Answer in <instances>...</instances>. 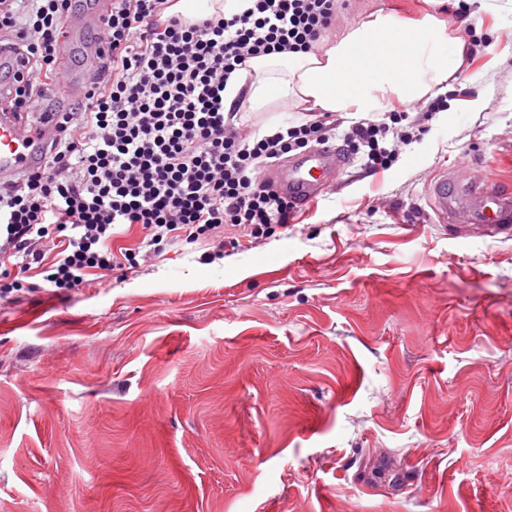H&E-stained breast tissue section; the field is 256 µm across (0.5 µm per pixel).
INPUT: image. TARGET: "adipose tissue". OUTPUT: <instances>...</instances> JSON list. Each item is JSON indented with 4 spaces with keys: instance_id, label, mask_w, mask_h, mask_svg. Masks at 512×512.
<instances>
[{
    "instance_id": "1",
    "label": "adipose tissue",
    "mask_w": 512,
    "mask_h": 512,
    "mask_svg": "<svg viewBox=\"0 0 512 512\" xmlns=\"http://www.w3.org/2000/svg\"><path fill=\"white\" fill-rule=\"evenodd\" d=\"M463 49V42H450L431 18L410 25L379 13L323 52L249 60L248 70L228 80L224 100L232 102L243 91L255 112L291 99L324 112H381L394 97L436 95L456 71Z\"/></svg>"
}]
</instances>
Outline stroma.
Returning a JSON list of instances; mask_svg holds the SVG:
<instances>
[{
    "label": "stroma",
    "mask_w": 512,
    "mask_h": 512,
    "mask_svg": "<svg viewBox=\"0 0 512 512\" xmlns=\"http://www.w3.org/2000/svg\"><path fill=\"white\" fill-rule=\"evenodd\" d=\"M345 0L466 41L426 132L293 224L173 240L0 298V512H512V232L431 188L512 193V0ZM478 45H471V38Z\"/></svg>",
    "instance_id": "obj_1"
}]
</instances>
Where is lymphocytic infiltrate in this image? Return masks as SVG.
Wrapping results in <instances>:
<instances>
[{
	"instance_id": "f902f5d3",
	"label": "lymphocytic infiltrate",
	"mask_w": 512,
	"mask_h": 512,
	"mask_svg": "<svg viewBox=\"0 0 512 512\" xmlns=\"http://www.w3.org/2000/svg\"><path fill=\"white\" fill-rule=\"evenodd\" d=\"M73 2L0 0V43L20 49L12 111H33L41 87L62 84ZM175 2L110 0L97 32L108 54L88 94L61 113L40 169L0 181V290L11 289L3 263L12 257L67 290L89 270L108 274L174 238L235 248L240 237L287 228L294 206L260 173L327 143L335 115L292 118L256 137L225 111L224 89L251 58L314 52L339 0H254L242 13L192 22L173 12ZM422 130L397 108L384 121L353 122L344 139L366 166L385 170ZM121 224L144 236L119 256L112 238Z\"/></svg>"
}]
</instances>
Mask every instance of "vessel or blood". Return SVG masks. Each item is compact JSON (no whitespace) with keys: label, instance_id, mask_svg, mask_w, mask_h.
Returning <instances> with one entry per match:
<instances>
[{"label":"vessel or blood","instance_id":"vessel-or-blood-1","mask_svg":"<svg viewBox=\"0 0 512 512\" xmlns=\"http://www.w3.org/2000/svg\"><path fill=\"white\" fill-rule=\"evenodd\" d=\"M108 8L107 0H95L86 10L75 14L68 22L70 37L78 38L79 50L86 63L97 65L100 46L82 37L85 30L98 23ZM85 84L67 80L65 92L51 104L41 107L34 122H27L15 113L0 114V179L35 170L44 163L43 146L57 131L58 114L64 111L68 98L86 93ZM347 158L331 150L317 149L293 157L265 172L282 193L297 207L315 202L337 169L347 166ZM480 203L477 218L486 226L500 228L507 215L512 214V197L498 192L492 180H485L472 192Z\"/></svg>","mask_w":512,"mask_h":512}]
</instances>
